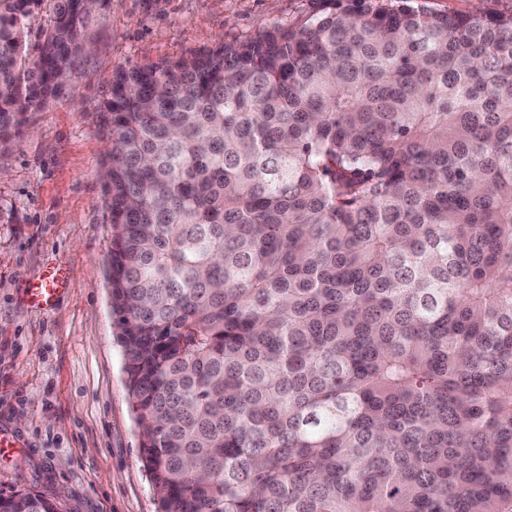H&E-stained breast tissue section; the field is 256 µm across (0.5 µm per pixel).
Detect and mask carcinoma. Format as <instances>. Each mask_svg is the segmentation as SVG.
<instances>
[{"label":"carcinoma","instance_id":"cac0c4a2","mask_svg":"<svg viewBox=\"0 0 512 512\" xmlns=\"http://www.w3.org/2000/svg\"><path fill=\"white\" fill-rule=\"evenodd\" d=\"M99 2L0 0V149ZM101 120L158 512H512V14L356 0L121 68Z\"/></svg>","mask_w":512,"mask_h":512}]
</instances>
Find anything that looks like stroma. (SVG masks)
Wrapping results in <instances>:
<instances>
[{
	"label": "stroma",
	"mask_w": 512,
	"mask_h": 512,
	"mask_svg": "<svg viewBox=\"0 0 512 512\" xmlns=\"http://www.w3.org/2000/svg\"><path fill=\"white\" fill-rule=\"evenodd\" d=\"M349 0H105L92 45L65 91L33 112L0 151V496L59 497L61 512H157L112 324L99 176L100 106L116 69L198 56L220 44L297 29ZM62 266L68 285L47 310L24 288Z\"/></svg>",
	"instance_id": "35a3bbf8"
}]
</instances>
